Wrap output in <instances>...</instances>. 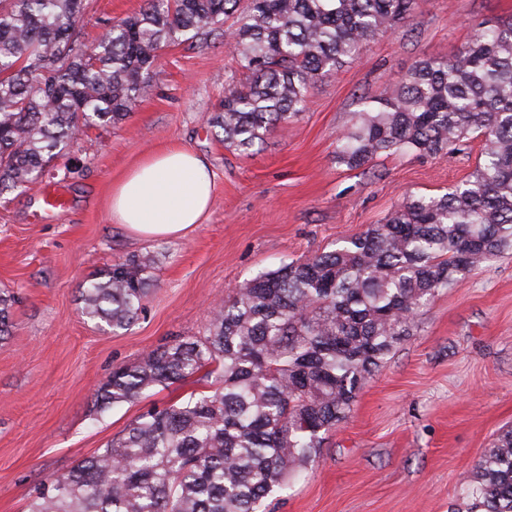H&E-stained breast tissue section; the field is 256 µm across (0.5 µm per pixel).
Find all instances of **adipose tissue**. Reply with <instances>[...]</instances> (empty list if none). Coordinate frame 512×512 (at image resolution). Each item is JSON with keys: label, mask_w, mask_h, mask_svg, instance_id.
Masks as SVG:
<instances>
[{"label": "adipose tissue", "mask_w": 512, "mask_h": 512, "mask_svg": "<svg viewBox=\"0 0 512 512\" xmlns=\"http://www.w3.org/2000/svg\"><path fill=\"white\" fill-rule=\"evenodd\" d=\"M215 175L185 146L155 151L112 188L111 216L142 238H183L207 218Z\"/></svg>", "instance_id": "adipose-tissue-1"}]
</instances>
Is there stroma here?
Here are the masks:
<instances>
[{
  "instance_id": "stroma-1",
  "label": "stroma",
  "mask_w": 512,
  "mask_h": 512,
  "mask_svg": "<svg viewBox=\"0 0 512 512\" xmlns=\"http://www.w3.org/2000/svg\"><path fill=\"white\" fill-rule=\"evenodd\" d=\"M142 0H93L94 42ZM512 0H422L395 33L309 91L305 112L240 155L206 131L229 78L245 80L223 28L165 47L151 90L121 123L89 129L69 167L51 166L23 194L0 196V289L18 298L0 340V512H24L33 488L105 448L153 406L207 390L205 375L158 386L104 412L95 394L115 367L178 336L205 335L216 302L258 272L333 249L381 224L406 196L442 194L481 161L483 141L442 158L380 155L337 164L336 136L364 98L390 96L425 57H447ZM178 143L216 175L211 212L188 238L143 239L113 223L112 185L154 150ZM155 259L138 320L114 333L83 318L79 288L114 263ZM512 428V254L440 293L361 390L320 456L267 512H450L461 478Z\"/></svg>"
}]
</instances>
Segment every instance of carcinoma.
<instances>
[{
	"mask_svg": "<svg viewBox=\"0 0 512 512\" xmlns=\"http://www.w3.org/2000/svg\"><path fill=\"white\" fill-rule=\"evenodd\" d=\"M418 0H143L88 45L90 0L0 7V196L23 192L85 132L127 118L159 52L206 27L251 74L230 78L207 125L240 154L303 111L310 88L401 27ZM336 138L349 169L382 154L440 157L473 136L483 162L441 195L408 196L383 224L258 274L227 297L206 336H182L112 373L104 412L194 377L207 392L152 407L101 451L54 474L26 512H260L316 461L363 387L421 310L474 268L512 250V19L484 21L452 57L417 62L369 99ZM153 259L131 257L80 291V313L114 329L142 312ZM14 293L0 290V339ZM457 512H512V429L460 481Z\"/></svg>",
	"mask_w": 512,
	"mask_h": 512,
	"instance_id": "1",
	"label": "carcinoma"
}]
</instances>
